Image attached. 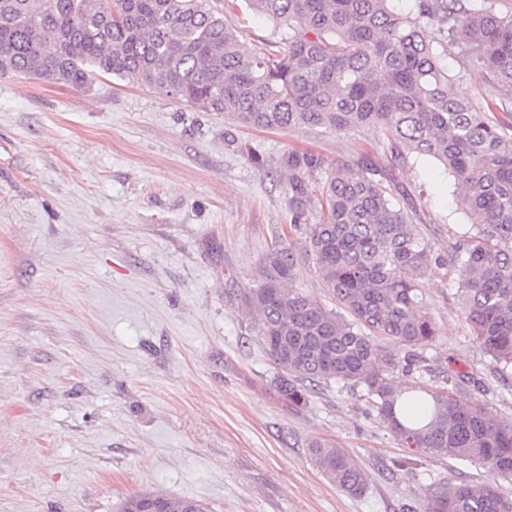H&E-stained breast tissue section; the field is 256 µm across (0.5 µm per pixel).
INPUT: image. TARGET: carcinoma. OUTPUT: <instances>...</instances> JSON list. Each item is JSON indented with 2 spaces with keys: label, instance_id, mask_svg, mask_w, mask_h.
Masks as SVG:
<instances>
[{
  "label": "carcinoma",
  "instance_id": "carcinoma-1",
  "mask_svg": "<svg viewBox=\"0 0 512 512\" xmlns=\"http://www.w3.org/2000/svg\"><path fill=\"white\" fill-rule=\"evenodd\" d=\"M281 35L283 52L239 51L224 0H0V76L82 87L101 74L159 86L205 112L265 130L349 135L376 129L389 158L380 165L330 164L290 149L289 226L265 255L261 283L241 294L269 355V387L293 411L312 387L334 384L410 453L392 470L411 474L420 455L480 466L481 484L437 481L424 512H512V418L472 399L474 372L452 387L430 379L422 349L435 334L417 281L452 254L456 297L471 335L503 378L512 375V12L495 0H245ZM438 37L430 41L426 30ZM461 61L448 73V55ZM482 70L485 96L457 97L455 81ZM432 159L464 193L469 228L445 242L416 223L414 194L394 168ZM321 209L311 216L313 192ZM310 260L343 309L286 288ZM405 375L407 380L400 379ZM313 466L352 498L368 473L346 448L315 438ZM186 512L198 501L161 492L128 496L121 512Z\"/></svg>",
  "mask_w": 512,
  "mask_h": 512
}]
</instances>
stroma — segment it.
<instances>
[{"mask_svg": "<svg viewBox=\"0 0 512 512\" xmlns=\"http://www.w3.org/2000/svg\"><path fill=\"white\" fill-rule=\"evenodd\" d=\"M225 16L244 54L280 39L244 0ZM250 147L271 160L291 147L385 160L370 130L247 128L109 75L81 88L0 77V512H120L139 491L207 512H423L434 481H487L447 458L389 473L404 448L336 386L315 387L300 412L271 395L240 292L285 228L288 198ZM394 176L423 189L419 215L438 239L464 229L443 167ZM455 279L449 263L420 282L436 381L475 372V397L510 416L512 378L473 340ZM315 437L365 467L363 497L320 475Z\"/></svg>", "mask_w": 512, "mask_h": 512, "instance_id": "1", "label": "stroma"}]
</instances>
